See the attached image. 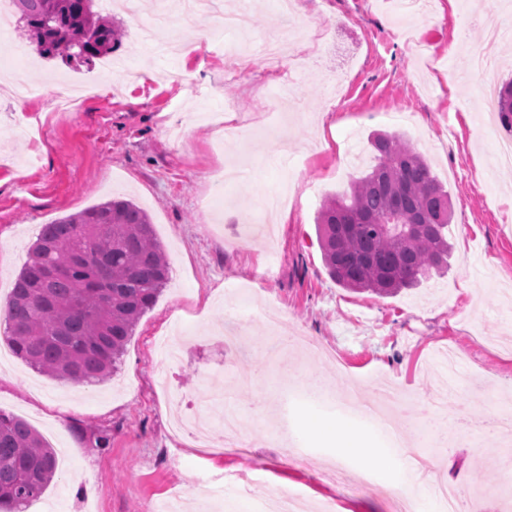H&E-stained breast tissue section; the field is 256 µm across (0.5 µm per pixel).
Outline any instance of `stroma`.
<instances>
[{"label":"stroma","instance_id":"1","mask_svg":"<svg viewBox=\"0 0 512 512\" xmlns=\"http://www.w3.org/2000/svg\"><path fill=\"white\" fill-rule=\"evenodd\" d=\"M169 0H145L139 18L109 7L123 32L115 58L137 71L136 84L110 88L76 112H53L66 80L89 73L61 59L26 56L25 31L0 40V73L25 62L45 95L17 102L0 90V302L28 259L35 226L126 197L144 208L165 247L170 280L137 323L112 380L77 385L41 375L25 361L0 364V411L52 432L71 468L57 472L41 497L43 512H156L167 503H223L241 471L255 473L265 496L300 491L308 502L331 501L335 512H392L376 481L406 485L401 454L346 394L347 377L387 385L409 421L440 389L435 353L454 347L473 387L449 394L438 420L444 433L426 450L448 480L470 498L512 512L501 459L512 441L485 429L488 403L512 407V168L499 164L495 112L471 108L481 75L469 53L480 47L498 62L494 88L512 78V0H428L412 36L397 20L399 0H295L303 36L294 54L306 62L283 71L294 87L290 149L279 156L263 133L274 104L263 63L236 79L224 75L228 36L212 18L175 21L173 34L194 43L191 55L145 44L137 29ZM500 22L508 37L489 44L485 26ZM349 89L338 108L330 79ZM403 134L430 162L453 207L448 271L399 294L352 292L325 269L315 219L325 197L342 193L373 163L372 132ZM298 178L295 206L269 219L272 236L225 239L228 224H252L264 195ZM283 263L257 282L270 250ZM242 289L253 317V349L233 356L223 385L207 383L218 342L233 314L227 293ZM283 309L286 332L311 336L334 360L284 345L278 362L259 313ZM182 328L193 348L179 363L154 346ZM325 381L322 402L305 399L302 381ZM193 409L217 392L247 407L240 415L249 447L206 456L178 444L170 430L168 392ZM359 435L370 457L337 448L305 421ZM82 425L87 439L72 432ZM108 435L105 448L92 435ZM354 469L372 476L357 489L329 480ZM92 494L78 496L85 473Z\"/></svg>","mask_w":512,"mask_h":512}]
</instances>
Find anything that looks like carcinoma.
I'll use <instances>...</instances> for the list:
<instances>
[{"label":"carcinoma","instance_id":"cac0c4a2","mask_svg":"<svg viewBox=\"0 0 512 512\" xmlns=\"http://www.w3.org/2000/svg\"><path fill=\"white\" fill-rule=\"evenodd\" d=\"M94 0H15L39 52L70 64L106 56L121 29ZM497 112L512 130V81ZM374 164L318 211L317 235L333 281L378 296L413 288L448 269V191L405 136L370 137ZM420 224L406 234L387 227ZM169 262L148 214L112 199L46 224L17 276L4 310L5 340L39 373L74 384L100 383L117 369L134 328L159 297ZM57 471L54 449L24 419L0 412V512H24Z\"/></svg>","mask_w":512,"mask_h":512}]
</instances>
